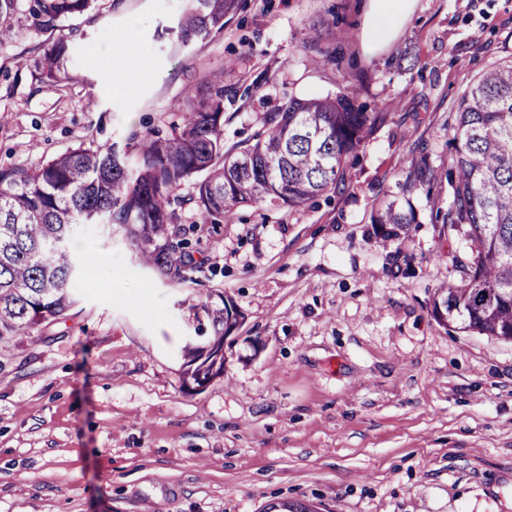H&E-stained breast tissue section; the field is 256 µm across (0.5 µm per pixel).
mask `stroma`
I'll return each mask as SVG.
<instances>
[{"mask_svg":"<svg viewBox=\"0 0 512 512\" xmlns=\"http://www.w3.org/2000/svg\"><path fill=\"white\" fill-rule=\"evenodd\" d=\"M369 0H242L223 33L172 34L183 0H98L54 32L0 44V165L38 166L79 144L171 133L208 73L224 139L258 130L289 97L357 90L387 113L329 199L242 207L229 222L179 214L197 262L169 282L137 265L120 231L78 239L75 313L0 341V512H512V342L440 326L431 301L472 261L444 228L449 128L465 90L512 63V0H416L397 36L367 51ZM134 29L136 54L119 37ZM66 39L63 68L40 64ZM335 53L315 66L316 49ZM233 69H225L226 59ZM434 181L403 191L421 158ZM413 209L395 239L372 217ZM123 260L97 275L99 256ZM217 294L244 319L224 374L185 384V345L212 335L193 308Z\"/></svg>","mask_w":512,"mask_h":512,"instance_id":"stroma-1","label":"stroma"}]
</instances>
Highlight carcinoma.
<instances>
[{"label": "carcinoma", "mask_w": 512, "mask_h": 512, "mask_svg": "<svg viewBox=\"0 0 512 512\" xmlns=\"http://www.w3.org/2000/svg\"><path fill=\"white\" fill-rule=\"evenodd\" d=\"M95 0H0V42L17 34L23 14L30 27L52 31L57 23L88 11ZM239 0H184L178 38L186 44L224 32ZM65 45L56 43L43 61L58 79ZM189 111L178 113L168 138L135 134L105 151L83 144L38 167H0V340L51 326L69 315L76 300L72 239L88 224L120 227L138 262L173 283L195 268L177 212L193 207L204 224H222L242 206L268 202L296 208L342 182L344 163L384 112H364L354 93L291 98L267 115L249 139L224 142V75H205L187 92ZM454 196L447 223L475 247L467 277L442 288L431 314L512 340V65L486 71L462 96L452 126ZM136 152L139 162L130 168ZM435 178L423 159L409 186ZM189 182L193 192L180 195ZM415 213L392 205L373 223L398 235ZM213 338L184 350L185 381L224 374L226 329L242 318L236 304L217 295L199 305ZM266 512H315L304 500L272 503Z\"/></svg>", "instance_id": "1"}]
</instances>
